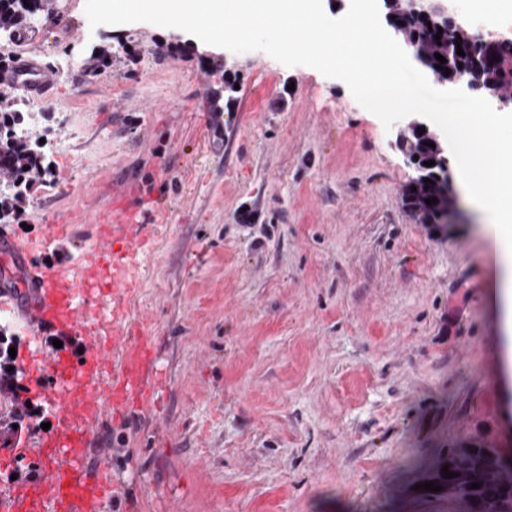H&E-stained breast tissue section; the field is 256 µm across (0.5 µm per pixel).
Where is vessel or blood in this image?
<instances>
[{"label":"vessel or blood","instance_id":"1","mask_svg":"<svg viewBox=\"0 0 512 512\" xmlns=\"http://www.w3.org/2000/svg\"><path fill=\"white\" fill-rule=\"evenodd\" d=\"M57 86L55 71L33 54L18 56L0 71V88L31 97H53ZM108 195L111 205L98 216L79 270L40 268L31 274L24 304L29 323L41 331L80 336L88 347L80 362L59 355L44 359L52 377L48 394L57 408L54 431L42 441L50 449L46 475L0 499V512H103L117 492L111 467L101 461L97 476H89L82 453L96 441L103 416H120L152 396L149 340L131 338L114 315L90 307L105 286L117 292L133 287L125 271L150 228L139 219L140 207L126 188L109 189Z\"/></svg>","mask_w":512,"mask_h":512}]
</instances>
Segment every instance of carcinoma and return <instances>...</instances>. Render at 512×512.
Instances as JSON below:
<instances>
[{"label": "carcinoma", "mask_w": 512, "mask_h": 512, "mask_svg": "<svg viewBox=\"0 0 512 512\" xmlns=\"http://www.w3.org/2000/svg\"><path fill=\"white\" fill-rule=\"evenodd\" d=\"M29 6H24V3ZM43 0H0V18H6L10 27L4 30L8 36L30 23L33 14L40 11ZM390 17L388 25L403 40H409V48L414 59L424 72L438 83L448 82L445 69L455 74L468 68L474 55L483 61L481 92L494 96L512 85V41L499 40L489 50L474 44L471 39L453 29L448 23V15L441 0L424 7L418 5L407 8L398 0H384ZM443 32H438V29ZM440 40H435L436 35ZM462 46L464 55L457 54V46ZM441 54L446 63L435 57ZM498 60H493V57ZM441 68H436V65ZM34 119L30 112L13 108V103L0 96V170L11 176L7 189H0V223H8L17 217L19 206L25 200L32 184L31 173L45 172L43 158L32 143L27 130ZM410 158L417 159L416 175L402 194L405 208L421 224L439 225V217L448 207L451 198L448 191L438 184L436 175L442 167L435 164L425 166L439 155L440 142L432 134L413 135L404 140ZM435 197L438 202L431 205L426 199ZM18 333L13 321L0 317V440L9 441L23 427H30L28 420L35 417V408L27 400H20L22 386L15 382L18 370L14 369L15 359L9 354ZM18 428H13V425ZM448 470L456 473L452 478L438 475V479L448 485V490L467 502L472 512H512V482L498 479L496 474L502 467L499 456L489 448H461L448 456ZM479 483L478 489L470 484Z\"/></svg>", "instance_id": "carcinoma-1"}]
</instances>
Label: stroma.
<instances>
[{"label": "stroma", "instance_id": "stroma-1", "mask_svg": "<svg viewBox=\"0 0 512 512\" xmlns=\"http://www.w3.org/2000/svg\"><path fill=\"white\" fill-rule=\"evenodd\" d=\"M86 0H47L49 20L10 40L0 67L37 53L60 93L41 104L52 173L33 183L0 245L17 363L42 407L0 446V492L38 481L55 407L32 371L36 333L17 287L30 268L75 266L105 210V183L161 200L132 271L103 297L152 337L156 407L105 419L88 466L112 465L111 512H468L423 490L449 455L493 449L512 481V335L489 300L481 226L418 223L401 193L415 168L408 119L384 127L347 86L261 50L235 53L147 22L91 26ZM476 31L512 36V5L445 0ZM224 136L209 112L225 81ZM72 219L67 238L45 226Z\"/></svg>", "mask_w": 512, "mask_h": 512}]
</instances>
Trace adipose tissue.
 I'll return each mask as SVG.
<instances>
[{"mask_svg":"<svg viewBox=\"0 0 512 512\" xmlns=\"http://www.w3.org/2000/svg\"><path fill=\"white\" fill-rule=\"evenodd\" d=\"M461 123L467 130L463 178L471 197L492 217L491 224L484 227L487 268L493 286L509 305L506 327L512 330V282L502 277L504 268L512 264V172L502 170L504 163L512 160V141L496 150L487 149L488 132L494 129L495 120L485 115H469ZM489 180L496 184L491 193L485 190Z\"/></svg>","mask_w":512,"mask_h":512,"instance_id":"ef3b65f1","label":"adipose tissue"}]
</instances>
